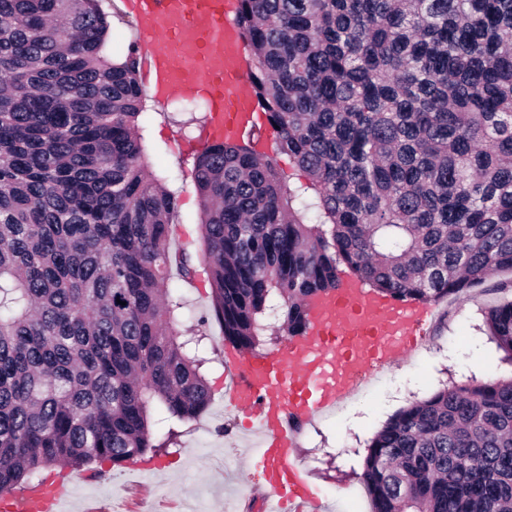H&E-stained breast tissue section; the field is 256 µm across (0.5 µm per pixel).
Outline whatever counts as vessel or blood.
<instances>
[{"mask_svg":"<svg viewBox=\"0 0 512 512\" xmlns=\"http://www.w3.org/2000/svg\"><path fill=\"white\" fill-rule=\"evenodd\" d=\"M143 35L139 50L159 101L190 93L204 99V143L268 132L253 95L246 42L237 22L238 0H125ZM427 308L365 294L346 281L309 304L306 335L284 351L233 359L227 406L260 436L250 464L263 474L264 512H321L300 470L299 428L334 409L371 369L397 362L414 347ZM68 491L57 478L26 491L21 512H54Z\"/></svg>","mask_w":512,"mask_h":512,"instance_id":"obj_1","label":"vessel or blood"}]
</instances>
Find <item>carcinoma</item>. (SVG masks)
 Here are the masks:
<instances>
[{"label":"carcinoma","instance_id":"carcinoma-1","mask_svg":"<svg viewBox=\"0 0 512 512\" xmlns=\"http://www.w3.org/2000/svg\"><path fill=\"white\" fill-rule=\"evenodd\" d=\"M238 21L273 154L194 160L212 306L191 338L138 46L109 56L100 0H0V496L165 446L212 400V321L252 351L266 316L304 335L342 265L423 305L512 272V0H239ZM486 325L512 362V298ZM360 479L372 512H512V378L400 411Z\"/></svg>","mask_w":512,"mask_h":512}]
</instances>
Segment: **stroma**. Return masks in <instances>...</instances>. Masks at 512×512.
<instances>
[{
    "mask_svg": "<svg viewBox=\"0 0 512 512\" xmlns=\"http://www.w3.org/2000/svg\"><path fill=\"white\" fill-rule=\"evenodd\" d=\"M143 136L152 170L179 194L175 238L184 251L199 256L200 209L191 178L195 156L187 152L202 127L206 103L183 96L146 107ZM512 273L498 272L461 299L433 304V316L418 344L403 361L379 368L369 395L326 412L301 427L299 464L329 512H371L360 479L368 445L385 422L412 402L446 386L488 378L512 377L485 324L488 308L505 298L499 283ZM213 399L199 418L177 424L175 444L152 452L153 476L139 478L130 466L91 464L66 468L73 494L67 512H263L259 476L247 465L256 441L234 412L224 408V361L236 349L213 334L200 348Z\"/></svg>",
    "mask_w": 512,
    "mask_h": 512,
    "instance_id": "obj_1",
    "label": "stroma"
}]
</instances>
